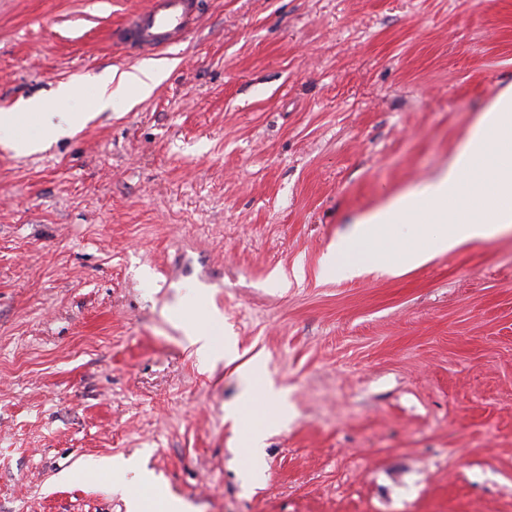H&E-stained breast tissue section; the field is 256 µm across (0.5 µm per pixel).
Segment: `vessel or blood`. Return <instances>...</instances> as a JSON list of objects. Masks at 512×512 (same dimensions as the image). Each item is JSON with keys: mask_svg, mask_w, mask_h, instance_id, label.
I'll list each match as a JSON object with an SVG mask.
<instances>
[{"mask_svg": "<svg viewBox=\"0 0 512 512\" xmlns=\"http://www.w3.org/2000/svg\"><path fill=\"white\" fill-rule=\"evenodd\" d=\"M203 5L204 0H149L113 30L112 40L133 55H166L192 33Z\"/></svg>", "mask_w": 512, "mask_h": 512, "instance_id": "vessel-or-blood-1", "label": "vessel or blood"}]
</instances>
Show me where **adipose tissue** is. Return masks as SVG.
Here are the masks:
<instances>
[{"mask_svg": "<svg viewBox=\"0 0 512 512\" xmlns=\"http://www.w3.org/2000/svg\"><path fill=\"white\" fill-rule=\"evenodd\" d=\"M170 62H152L113 71L95 95L74 109V89L62 85L46 100L0 110V145L35 150L70 134L115 101L135 104L149 97L166 77ZM512 228V96H501L471 129L457 156L436 179L391 199L372 212L349 235L333 244L327 271L352 276L367 270L396 275L452 251L470 240L494 237ZM245 399L272 404L274 416L259 415L248 449L259 453L271 418L286 420L283 396L268 388L256 371L246 374ZM129 512H194L191 504L169 497L151 480H141L127 499Z\"/></svg>", "mask_w": 512, "mask_h": 512, "instance_id": "adipose-tissue-1", "label": "adipose tissue"}]
</instances>
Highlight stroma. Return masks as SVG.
Masks as SVG:
<instances>
[{
  "mask_svg": "<svg viewBox=\"0 0 512 512\" xmlns=\"http://www.w3.org/2000/svg\"><path fill=\"white\" fill-rule=\"evenodd\" d=\"M146 4L0 0V108L84 106ZM170 56L149 98L0 148V512H127L77 474L115 456L197 512H512V231L324 272L512 91V0H207ZM251 366L289 407L255 468ZM216 321V318L213 317L205 323L195 321L186 323L188 337L191 343L197 347L198 354L203 358L222 355V349H217L216 336L218 333L214 327L217 324Z\"/></svg>",
  "mask_w": 512,
  "mask_h": 512,
  "instance_id": "stroma-1",
  "label": "stroma"
}]
</instances>
